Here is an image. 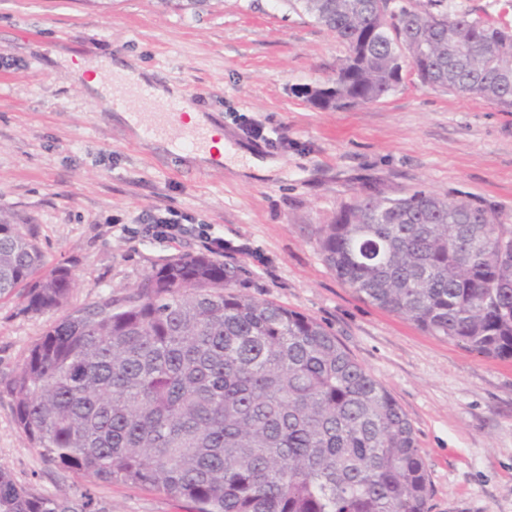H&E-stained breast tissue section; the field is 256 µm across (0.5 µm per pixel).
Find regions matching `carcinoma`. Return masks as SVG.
Segmentation results:
<instances>
[{
  "label": "carcinoma",
  "mask_w": 512,
  "mask_h": 512,
  "mask_svg": "<svg viewBox=\"0 0 512 512\" xmlns=\"http://www.w3.org/2000/svg\"><path fill=\"white\" fill-rule=\"evenodd\" d=\"M350 54L322 109L372 103L411 66L432 87L512 112V28L467 14L389 17L380 0H297ZM319 250L357 296L424 332L512 358V225L467 199L366 196ZM206 254L168 261L123 297L69 310L9 384L19 429L50 463L149 487L195 512H429L414 429L390 392L316 319L233 290ZM76 281L45 269L0 219V298L64 307ZM0 512H106L90 490L36 495L0 469Z\"/></svg>",
  "instance_id": "1"
}]
</instances>
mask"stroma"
Masks as SVG:
<instances>
[{"label":"stroma","mask_w":512,"mask_h":512,"mask_svg":"<svg viewBox=\"0 0 512 512\" xmlns=\"http://www.w3.org/2000/svg\"><path fill=\"white\" fill-rule=\"evenodd\" d=\"M512 26V0H395ZM150 70L218 121L224 162L206 167L135 135L72 84L52 55ZM347 45L288 0H0V216L66 266L81 306L121 297L166 261L224 241L236 291L311 316L384 385L415 430L430 512H512V359L430 335L363 300L319 251L323 225L357 199L417 189L462 197L512 225V112L424 84L406 70L383 99L324 110L296 87L335 75ZM259 127L262 137L251 134ZM269 174L250 173L251 157ZM170 210L206 236L142 234ZM58 312L0 300V467L40 495L85 488L107 512H193L137 485L90 482L47 464L8 391Z\"/></svg>","instance_id":"35a3bbf8"}]
</instances>
